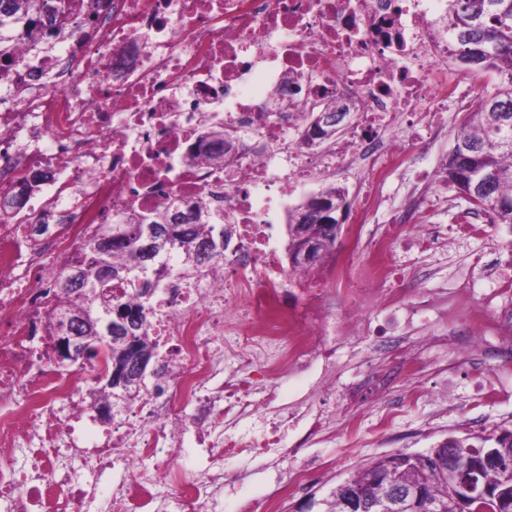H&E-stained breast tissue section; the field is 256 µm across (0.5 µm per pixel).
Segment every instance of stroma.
Returning <instances> with one entry per match:
<instances>
[{"mask_svg":"<svg viewBox=\"0 0 512 512\" xmlns=\"http://www.w3.org/2000/svg\"><path fill=\"white\" fill-rule=\"evenodd\" d=\"M329 184L347 189L350 211L360 208L366 183L345 166L298 187L294 199ZM434 191L444 202L427 221L447 226V248L397 246L387 260L405 287L436 298V307L424 316L392 307L385 301L390 282L371 283L361 297L362 315L385 334L352 339L344 335L347 311L337 307L328 329L336 339L334 367L326 372L316 365L281 378L276 400L280 407L335 411V421L314 438L304 427L290 430L287 459L234 463L224 512H239L244 504L249 512H267L268 494L288 472L306 468L310 478L289 491L280 512L326 497L379 456L424 453L449 438L512 429V288L498 283L499 276L512 275V241L470 214L456 192L441 184ZM470 304L488 308L486 324L471 319Z\"/></svg>","mask_w":512,"mask_h":512,"instance_id":"obj_1","label":"stroma"}]
</instances>
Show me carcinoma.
<instances>
[{"mask_svg": "<svg viewBox=\"0 0 512 512\" xmlns=\"http://www.w3.org/2000/svg\"><path fill=\"white\" fill-rule=\"evenodd\" d=\"M448 15V58L468 73L493 71L500 82L491 90L479 92L475 110L465 113L455 144L439 175V182L460 193L477 210L491 212L494 224L512 236V0H446ZM55 15L46 9L45 0H0V58L9 55L14 41L5 19H11L17 32H31L37 22L33 16ZM468 163L459 162L461 154ZM492 179L491 190L474 193V186ZM347 195L346 189L329 185L288 211V254L296 255L299 247L316 243V259L295 263L305 270L322 262L336 249L341 233L336 231V213L324 215L323 203L336 205V198ZM229 224L211 222L209 205L200 200L195 212L186 214L173 209L157 208L148 213L130 212L123 232L112 236L110 247L91 241L84 256L76 261L83 276L81 292L67 300L66 311L74 330L85 336H110L89 355L94 364L106 357L108 366L129 363L135 356L155 354L156 343L147 334L145 302L161 284L158 267L187 270L203 265L197 257L199 247L212 246L209 260L224 255V245L232 237ZM122 287L137 296L132 304L114 295ZM121 307L139 315L138 325L129 329L115 322L113 308ZM141 385L133 379L125 386L104 384L89 392L90 405L100 396H108L112 405L126 404L134 398L132 389ZM493 441L501 456L512 457V429H502L496 436L452 438L445 447L457 449L448 463V471L426 477L416 456L398 453L393 458L394 472L405 485L427 482L428 495L441 499L448 494L456 473L481 465L486 443ZM478 484L486 488L479 512H503L501 505L512 504V479L496 468L483 466L477 474Z\"/></svg>", "mask_w": 512, "mask_h": 512, "instance_id": "1", "label": "carcinoma"}]
</instances>
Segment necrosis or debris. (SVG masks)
Masks as SVG:
<instances>
[{
    "label": "necrosis or debris",
    "mask_w": 512,
    "mask_h": 512,
    "mask_svg": "<svg viewBox=\"0 0 512 512\" xmlns=\"http://www.w3.org/2000/svg\"><path fill=\"white\" fill-rule=\"evenodd\" d=\"M56 36L15 42L0 87V512H224V462L284 457L301 414L273 402L274 380L333 365L323 336L344 299L363 326L354 277L395 278L385 259L397 225L370 239L371 258L342 260L328 287H304L272 244L292 187L317 170L373 159L385 182L415 164L443 127L441 106L473 101L445 72L444 8L429 0H61ZM346 103L358 122L321 149L305 134L313 102ZM229 129L223 165L205 141ZM417 168L418 182L436 180ZM27 192L28 205L11 206ZM235 225L223 260L192 277L167 273L149 332L165 353L112 431L95 423L81 378L45 350L70 265L102 226L132 209L192 208ZM271 385L256 399V375ZM206 453L195 472L185 441Z\"/></svg>",
    "instance_id": "obj_1"
}]
</instances>
